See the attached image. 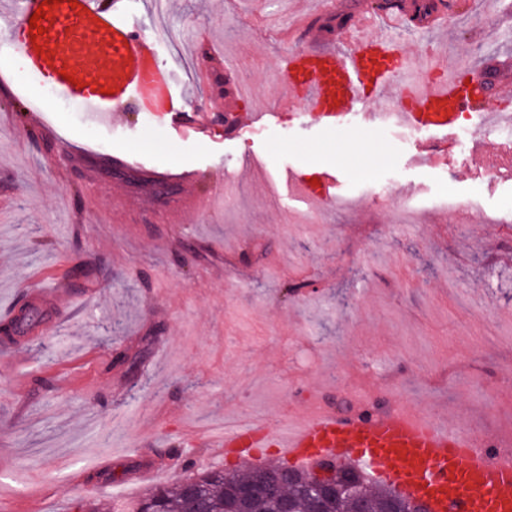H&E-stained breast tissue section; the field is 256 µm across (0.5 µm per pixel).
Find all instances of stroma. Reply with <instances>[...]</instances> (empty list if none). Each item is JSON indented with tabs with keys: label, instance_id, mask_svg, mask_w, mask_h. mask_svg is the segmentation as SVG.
Here are the masks:
<instances>
[{
	"label": "stroma",
	"instance_id": "obj_1",
	"mask_svg": "<svg viewBox=\"0 0 512 512\" xmlns=\"http://www.w3.org/2000/svg\"><path fill=\"white\" fill-rule=\"evenodd\" d=\"M133 0L131 23L173 33L167 66L185 116L214 114L181 138L171 118L146 125L127 105L113 114L111 154L142 169L117 172L88 147L66 112L49 121L63 148L28 117L17 80L23 62L0 54V318L50 289L41 322L0 350V512H71L131 503L156 485L201 471L245 469L203 438L250 421L296 422L319 402L354 412L348 387L388 406L512 445V214L500 224L471 210L434 206L396 222L413 189L464 195L502 162L486 204L512 211V148L474 130L466 158L449 147L440 166L416 161L414 142L386 125L341 126L283 118L225 127L227 112H271L288 91L286 53L332 46L325 18H394L387 33L420 60L465 55L475 70L512 56L507 0H452L447 28L372 0H326L290 40L267 36L260 14L291 25L288 0H171L166 12ZM208 37L216 57L193 56ZM242 51L246 69L227 70ZM205 71L206 82L195 79ZM255 86L253 99L234 89ZM342 167L346 210L308 222L298 187L271 198V177ZM192 172L157 197L151 174ZM387 172L390 196L359 195L361 179ZM241 194L224 201L225 179ZM197 195L206 213L186 210ZM65 320L54 329L55 306Z\"/></svg>",
	"mask_w": 512,
	"mask_h": 512
}]
</instances>
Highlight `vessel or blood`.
Wrapping results in <instances>:
<instances>
[{
	"label": "vessel or blood",
	"instance_id": "1",
	"mask_svg": "<svg viewBox=\"0 0 512 512\" xmlns=\"http://www.w3.org/2000/svg\"><path fill=\"white\" fill-rule=\"evenodd\" d=\"M40 8L46 16L39 34L30 19ZM375 24L367 14L348 25L342 50L284 55L292 91L281 100V112H291L301 101L319 121L341 125L354 119L370 126L383 115L361 110L366 92L394 86L413 100L400 110V120L433 132L435 139L425 149L432 162L445 154L448 133L461 113L481 112L490 121L502 117L495 100L470 97L458 78L424 91L399 83L404 55L392 40L371 34ZM9 52L101 121L131 102L147 112L177 107L172 73L158 61L156 40L127 19L126 0H78L74 7L68 0H21L19 32L10 39ZM289 178L318 207L334 204L340 192L339 177L328 171L318 173L314 184L299 170L290 171ZM470 445L467 433L430 415L373 408L356 414L328 408L291 426L242 425L212 443L215 452L230 448L242 459L271 447L300 465L353 456L381 479L404 487L411 498L429 501L433 512H512V463L491 460Z\"/></svg>",
	"mask_w": 512,
	"mask_h": 512
}]
</instances>
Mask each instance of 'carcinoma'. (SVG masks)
Masks as SVG:
<instances>
[{"label": "carcinoma", "mask_w": 512, "mask_h": 512, "mask_svg": "<svg viewBox=\"0 0 512 512\" xmlns=\"http://www.w3.org/2000/svg\"><path fill=\"white\" fill-rule=\"evenodd\" d=\"M39 319V310L27 307L15 317L1 321L0 345L6 348L13 344L16 336L34 326ZM257 469L252 466L234 473L211 470L173 486L154 488L131 506H123L115 512H141L143 505L150 501L161 502L167 512H225L227 508L237 512H278L285 498L293 512H309L311 475L306 468L292 469V479L282 487L281 495L277 498L233 501L226 497L227 489L253 480ZM348 476L357 480L356 491L363 499L367 512H385L388 507L395 508L396 512H416L414 504L400 496L396 488L380 485L362 469L348 462L341 464L338 469L336 495L321 499L322 512H351V490L345 484ZM190 481L200 488V496L195 499L189 498L183 489Z\"/></svg>", "instance_id": "carcinoma-1"}]
</instances>
